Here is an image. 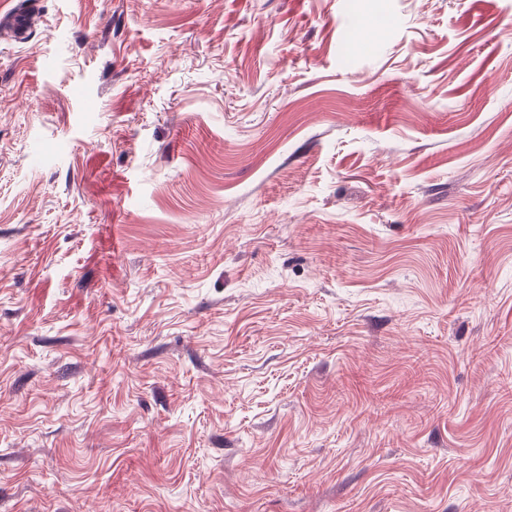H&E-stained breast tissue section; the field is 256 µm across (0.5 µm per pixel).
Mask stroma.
<instances>
[{"mask_svg": "<svg viewBox=\"0 0 512 512\" xmlns=\"http://www.w3.org/2000/svg\"><path fill=\"white\" fill-rule=\"evenodd\" d=\"M18 9L0 512H512V0Z\"/></svg>", "mask_w": 512, "mask_h": 512, "instance_id": "stroma-1", "label": "stroma"}]
</instances>
